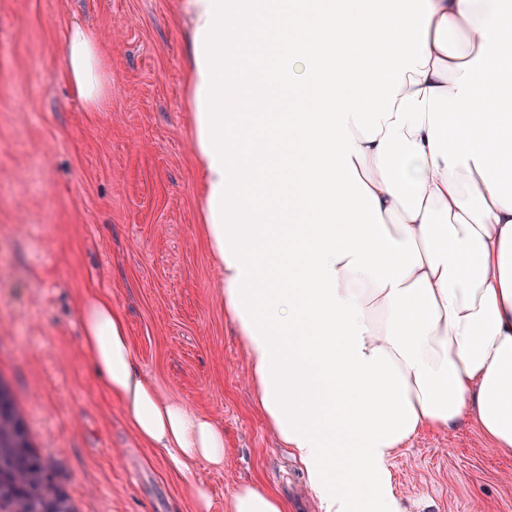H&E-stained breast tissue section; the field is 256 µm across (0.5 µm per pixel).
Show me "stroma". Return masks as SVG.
Instances as JSON below:
<instances>
[{"label": "stroma", "instance_id": "35a3bbf8", "mask_svg": "<svg viewBox=\"0 0 512 512\" xmlns=\"http://www.w3.org/2000/svg\"><path fill=\"white\" fill-rule=\"evenodd\" d=\"M100 38L112 104L84 111L62 75L72 21ZM181 0H0V373L77 512H197L89 371L82 299L110 296L143 373L224 427L198 468L212 512L244 480L321 512L266 422L218 301L185 104ZM26 111H16L18 102ZM402 512H512V456L475 421L419 431L388 462Z\"/></svg>", "mask_w": 512, "mask_h": 512}]
</instances>
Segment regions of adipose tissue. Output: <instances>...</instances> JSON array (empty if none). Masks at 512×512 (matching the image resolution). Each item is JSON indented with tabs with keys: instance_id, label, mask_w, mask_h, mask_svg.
Returning a JSON list of instances; mask_svg holds the SVG:
<instances>
[{
	"instance_id": "ef3b65f1",
	"label": "adipose tissue",
	"mask_w": 512,
	"mask_h": 512,
	"mask_svg": "<svg viewBox=\"0 0 512 512\" xmlns=\"http://www.w3.org/2000/svg\"><path fill=\"white\" fill-rule=\"evenodd\" d=\"M199 212L224 311L260 408L324 512H399L385 464L426 426L474 418L512 455V102L491 61L512 52L505 0H182ZM281 45L252 86L224 34ZM464 50H457L456 39ZM62 71L85 111L112 77L74 24ZM100 389L171 474L224 467V428L164 398L110 298L85 297ZM259 483L224 512H290Z\"/></svg>"
}]
</instances>
